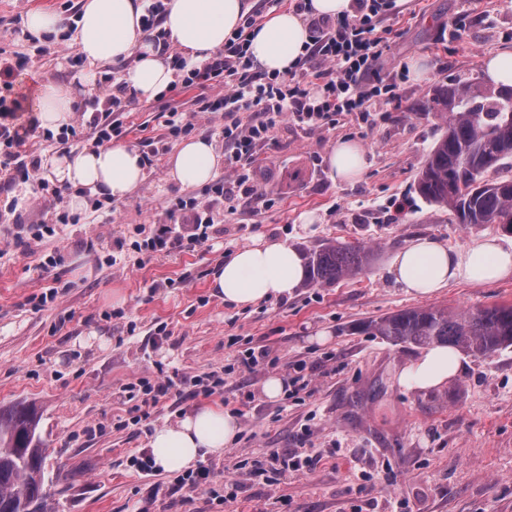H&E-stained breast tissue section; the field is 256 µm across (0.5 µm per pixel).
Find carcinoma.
Here are the masks:
<instances>
[{
	"instance_id": "cac0c4a2",
	"label": "carcinoma",
	"mask_w": 512,
	"mask_h": 512,
	"mask_svg": "<svg viewBox=\"0 0 512 512\" xmlns=\"http://www.w3.org/2000/svg\"><path fill=\"white\" fill-rule=\"evenodd\" d=\"M510 96L479 83L441 87L433 116L445 125L429 152L415 191L447 209L461 224H507L512 228V88ZM371 247L327 243L305 255V286H326L362 271ZM362 331L394 345H448L474 355L512 346V305L476 311L415 308L370 321ZM32 405L0 409V512H45L47 449Z\"/></svg>"
}]
</instances>
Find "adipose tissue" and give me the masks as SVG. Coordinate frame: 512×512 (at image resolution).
<instances>
[{
    "instance_id": "obj_1",
    "label": "adipose tissue",
    "mask_w": 512,
    "mask_h": 512,
    "mask_svg": "<svg viewBox=\"0 0 512 512\" xmlns=\"http://www.w3.org/2000/svg\"><path fill=\"white\" fill-rule=\"evenodd\" d=\"M144 8V0H83L74 40L91 63L122 67L128 87L139 98L151 100L170 88L176 71L147 39L141 24ZM249 9L248 0H164L161 28L183 56L196 63L223 48ZM248 38L257 67L283 73L303 54L309 32L301 18L287 10L268 15ZM73 103L70 88L44 84L36 98L35 118L41 127L62 128L74 119ZM329 163L333 179L358 180L367 168V150L358 141L338 140L330 149ZM170 164L180 184H205L217 164L214 147L201 137L183 141ZM43 165L52 179L73 188L70 204L76 209L89 193L123 200L144 179L139 151L124 144L55 154L45 157ZM391 273L409 293L428 297L455 281L491 282L512 276V250L503 249L494 238L459 250L421 238L397 253ZM303 277L301 259L292 247L260 237L225 260L213 286L225 302L246 306L291 294ZM463 370L458 351L432 345L403 365L397 379L407 390H431L447 385ZM239 431L237 419L223 409L199 407L176 424L155 429L150 440L155 465L166 472L190 469L206 457L223 454Z\"/></svg>"
}]
</instances>
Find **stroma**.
<instances>
[{
	"label": "stroma",
	"instance_id": "obj_1",
	"mask_svg": "<svg viewBox=\"0 0 512 512\" xmlns=\"http://www.w3.org/2000/svg\"><path fill=\"white\" fill-rule=\"evenodd\" d=\"M0 0V57L15 63L0 96L21 99L16 125L23 153L37 158L59 151L58 139L30 128L39 82L51 80L86 94L78 49L67 33L53 40L23 35L29 12H62L64 2ZM390 48L386 71L419 60L424 78L407 76L399 102L375 99L373 125L346 118L329 132L285 125L258 152L256 191L225 201L203 247L157 254L137 263V230L164 224L178 199H203L202 187L170 176L165 131L158 111L191 112L197 97H223L224 88L166 92L120 113L122 142L154 153L140 188L125 200L78 209L79 223L49 241L33 237L52 224L64 202L33 198L30 186L0 192V408L35 404L47 448L48 512H137L146 505L151 478L125 460L148 447L154 428L176 423L202 405L238 414L240 432L223 456L206 459L213 484L172 491L150 512H512V347L467 355L466 368L448 385L429 391L400 387L397 372L416 357V346H396L362 332L364 323L410 308L452 312L512 304V278L484 284H450L429 298L408 293L390 273L401 248L432 238L451 249L496 236L512 249V230L499 224L462 225L448 210L427 203L415 180L442 129L424 108L435 89L483 82L485 56L512 50V0H405L383 23ZM360 141L369 165L361 179L330 177L328 155L339 139ZM403 212H396V205ZM313 223L302 221L303 214ZM287 241L299 253L328 242L372 247L368 266L334 284L299 286L292 296L237 307L211 286L215 269L257 235ZM117 264H109V255ZM57 298L42 310L33 299L48 289ZM267 349L257 371L233 372L239 351ZM303 373L302 400L271 399V377ZM178 374L224 387L214 394L169 396L150 426L128 422L122 387L140 377ZM266 448H308L315 467L270 486L237 470L240 457ZM240 484L235 502L221 505L212 490L224 480Z\"/></svg>",
	"mask_w": 512,
	"mask_h": 512
}]
</instances>
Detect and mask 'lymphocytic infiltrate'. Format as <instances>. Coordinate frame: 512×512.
<instances>
[{"instance_id":"obj_1","label":"lymphocytic infiltrate","mask_w":512,"mask_h":512,"mask_svg":"<svg viewBox=\"0 0 512 512\" xmlns=\"http://www.w3.org/2000/svg\"><path fill=\"white\" fill-rule=\"evenodd\" d=\"M388 8V0H354L352 14L336 19L310 15V41L305 53L296 67L282 74L254 66L247 53V30L254 24L250 18L225 41L223 49L198 64L187 65L179 54H171L173 67L181 73L182 88L202 89L215 82L224 86L223 98L203 102L200 112L171 110L164 113L162 121L169 139L174 140L195 129L201 112L223 113L224 174L209 188L214 197H235L240 187L255 181L254 156L282 125L330 131L347 116L368 119L374 98L394 95L396 81L405 78V71L393 77L378 72L389 48L378 34ZM114 87L115 95L93 108L90 115L81 116L78 125L62 132L61 142L80 139L87 133L95 146L106 148L125 136L115 115L129 111L132 101L125 95L123 82H115ZM15 113V107L0 102V171L8 173L11 185L27 184L62 200L61 189L49 188L40 177L39 160L21 153L24 140L13 125ZM214 224L213 214L196 200L182 199L172 207L168 223L151 225L148 235L134 248L149 257L201 246L209 241ZM176 387L170 376L143 377L126 385L125 396L134 403L133 424H147L160 399ZM314 465V458L305 451L288 453L276 448L238 463L249 475L274 483Z\"/></svg>"}]
</instances>
